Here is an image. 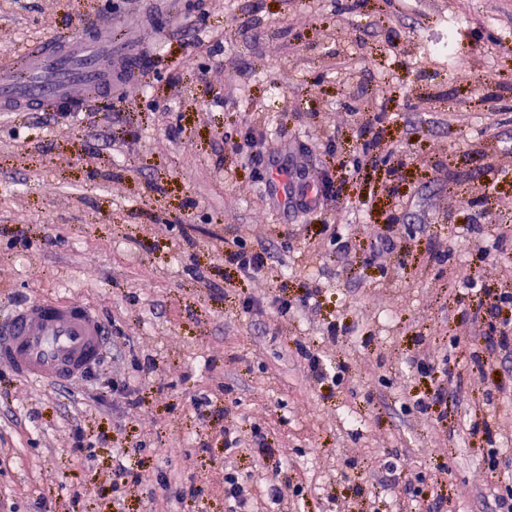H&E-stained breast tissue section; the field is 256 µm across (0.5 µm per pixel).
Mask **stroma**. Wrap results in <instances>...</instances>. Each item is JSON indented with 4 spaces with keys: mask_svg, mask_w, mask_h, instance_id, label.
Here are the masks:
<instances>
[{
    "mask_svg": "<svg viewBox=\"0 0 512 512\" xmlns=\"http://www.w3.org/2000/svg\"><path fill=\"white\" fill-rule=\"evenodd\" d=\"M107 18L131 46L108 94L76 116L0 112V324L61 296L112 331L75 382L0 366V512H227L228 464L261 512L270 476L299 487L290 512H496L512 407L486 393L512 388V348L479 366L484 335L461 313L478 288L512 293V0H0V61ZM461 50L469 85L452 77ZM379 113L393 175L368 148ZM274 159L348 180L286 209L268 196ZM489 178L495 197L475 204ZM373 226L395 249L374 253ZM238 236L264 254L255 278L224 262ZM419 353L448 356L453 377L420 372ZM486 414L494 471L469 430ZM256 426L273 456L225 459V431ZM119 448L138 485H116ZM387 452L400 475L376 467Z\"/></svg>",
    "mask_w": 512,
    "mask_h": 512,
    "instance_id": "35a3bbf8",
    "label": "stroma"
}]
</instances>
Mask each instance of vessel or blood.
Wrapping results in <instances>:
<instances>
[{"mask_svg":"<svg viewBox=\"0 0 512 512\" xmlns=\"http://www.w3.org/2000/svg\"><path fill=\"white\" fill-rule=\"evenodd\" d=\"M112 26L80 27L60 41L0 64V109L44 107L74 90L97 93L110 84L104 59L115 55ZM107 333L96 312L77 299L45 298L14 310L0 327V364L32 382L63 384L97 364Z\"/></svg>","mask_w":512,"mask_h":512,"instance_id":"b4317fda","label":"vessel or blood"}]
</instances>
